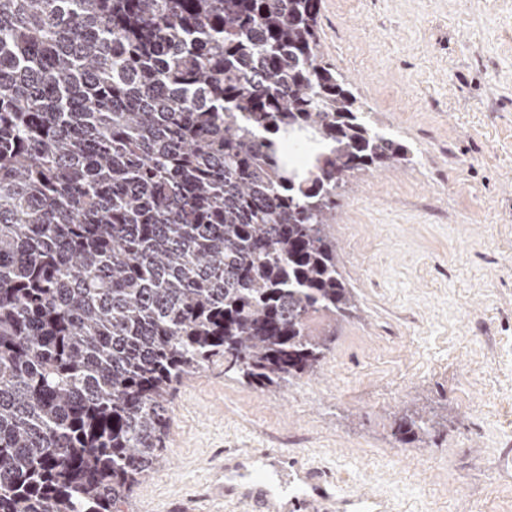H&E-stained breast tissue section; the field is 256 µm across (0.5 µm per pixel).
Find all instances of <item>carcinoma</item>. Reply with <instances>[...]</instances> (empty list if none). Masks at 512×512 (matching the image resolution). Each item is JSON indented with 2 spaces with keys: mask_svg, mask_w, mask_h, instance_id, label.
I'll return each mask as SVG.
<instances>
[{
  "mask_svg": "<svg viewBox=\"0 0 512 512\" xmlns=\"http://www.w3.org/2000/svg\"><path fill=\"white\" fill-rule=\"evenodd\" d=\"M320 0H0V512H121L205 367L314 373L354 170L411 161ZM418 412L398 433L422 441Z\"/></svg>",
  "mask_w": 512,
  "mask_h": 512,
  "instance_id": "1",
  "label": "carcinoma"
}]
</instances>
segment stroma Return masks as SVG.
Returning a JSON list of instances; mask_svg holds the SVG:
<instances>
[{
    "label": "stroma",
    "instance_id": "stroma-1",
    "mask_svg": "<svg viewBox=\"0 0 512 512\" xmlns=\"http://www.w3.org/2000/svg\"><path fill=\"white\" fill-rule=\"evenodd\" d=\"M324 60L413 160L354 171L336 253L357 310L315 373L261 391L203 369L123 512H234L228 448H283L394 512H512V0H321ZM437 421L424 441L405 414ZM437 425V421L425 416V413L415 412L401 420L398 425V433L402 439L408 441H423L430 434V430H434Z\"/></svg>",
    "mask_w": 512,
    "mask_h": 512
}]
</instances>
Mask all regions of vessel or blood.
Here are the masks:
<instances>
[{"label": "vessel or blood", "mask_w": 512, "mask_h": 512, "mask_svg": "<svg viewBox=\"0 0 512 512\" xmlns=\"http://www.w3.org/2000/svg\"><path fill=\"white\" fill-rule=\"evenodd\" d=\"M224 497L237 512H391L369 491H349L325 467L280 448L224 454Z\"/></svg>", "instance_id": "b4317fda"}]
</instances>
